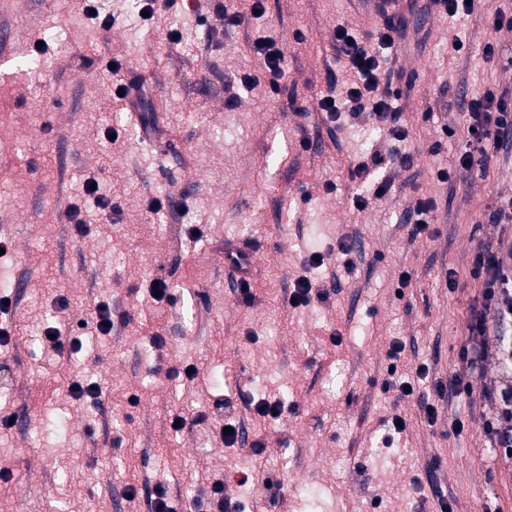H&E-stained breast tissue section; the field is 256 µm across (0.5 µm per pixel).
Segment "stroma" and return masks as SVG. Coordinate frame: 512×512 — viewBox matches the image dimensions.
<instances>
[{
    "label": "stroma",
    "mask_w": 512,
    "mask_h": 512,
    "mask_svg": "<svg viewBox=\"0 0 512 512\" xmlns=\"http://www.w3.org/2000/svg\"><path fill=\"white\" fill-rule=\"evenodd\" d=\"M103 7L116 17L108 30L88 24L80 0H17L9 9L18 38L12 74L0 77V239L8 249L0 281L10 283L13 306L0 418L11 414L15 423L0 429V463L13 474L0 482V512H152L155 483L189 505L215 474L245 512H434L444 496L455 498L456 512H512V474L491 459L481 408L453 441L418 423L416 400L398 402L382 390L394 338L405 344L404 372L424 362L447 376L479 292L468 276L470 256L501 231L490 215L496 201L512 197V140L492 150L482 170L462 168L458 155L463 101L490 86L512 94V32L498 34L493 59L484 55L487 15H512V0H480L472 14L455 17L417 0L424 19L408 27L388 61L413 78L397 106L414 165L388 164L389 196L360 213L350 208L359 184L349 168L390 144L380 130L359 138V127H373L370 117L341 127L328 121L320 97L339 68L334 28L345 22L370 33L380 23L373 0H264L263 17L229 31L209 18L207 0H189L182 14L149 26L132 25L124 0ZM172 27L183 32L179 42L166 37ZM49 31L61 38L51 42L34 87L23 66ZM263 31L287 51L284 90H245L243 105L227 109L225 78L259 70L248 43ZM456 40L464 44L458 52ZM111 57L146 79L153 136H142L136 115L117 111L112 76L98 66ZM446 123L455 136L443 134ZM109 126L122 132L113 144L100 134ZM304 138L310 148L301 147ZM444 169L452 174L445 183L436 178ZM97 172L122 212L113 222L96 217L93 233L79 237L66 210ZM330 180L338 186L332 194L324 189ZM158 195L186 196L188 207L146 216L144 202ZM420 198L436 202L435 234L414 240ZM191 224L205 225L204 237L190 240ZM344 235L360 240L356 271L337 275L332 262L314 270L334 289L332 300L289 308L309 242L327 252ZM230 240L253 247L249 304L224 265ZM402 268L412 283L400 297L394 283ZM451 268L462 285L453 294L444 282ZM156 278L178 289L177 311L150 305L147 287ZM61 297L69 303L64 314L55 310ZM101 299L127 314V325L95 337L88 352L42 347L44 327L77 334V322L90 319ZM156 331L166 339L158 351ZM334 332L340 344L331 343ZM188 364L198 369L195 380L179 374ZM78 375L101 384L98 405L69 396ZM246 390L282 399V420H254L240 399ZM226 398L249 441L263 443L261 455L222 448L197 425L198 413ZM394 411L413 425L383 451L377 442ZM174 412L186 418L178 433L169 424ZM436 457L442 465L434 469ZM265 474L288 489L265 488ZM130 484L138 488L132 499Z\"/></svg>",
    "instance_id": "1"
}]
</instances>
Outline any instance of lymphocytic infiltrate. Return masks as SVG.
<instances>
[{
  "label": "lymphocytic infiltrate",
  "mask_w": 512,
  "mask_h": 512,
  "mask_svg": "<svg viewBox=\"0 0 512 512\" xmlns=\"http://www.w3.org/2000/svg\"><path fill=\"white\" fill-rule=\"evenodd\" d=\"M375 10L382 24L369 37L356 35L347 24L336 26L332 41L336 58L342 63V76L335 89L320 99L321 108L332 121L368 115L386 131L392 149L389 156L373 152L370 158L352 166V178L363 180L369 189L354 194L351 205L364 211L386 198L392 187L390 177L381 174L384 159L396 160L401 168L412 167L414 156L402 148L409 137V129L400 121L394 103L401 91L394 76L387 70V52L405 33L409 15L400 7V0H377ZM250 56L261 65V75L235 73L227 85L232 93L225 101L226 108L240 107L242 98L235 94V86L254 87L265 81L270 93L281 91L285 73V52L281 43L268 37L249 42ZM466 146L458 163L470 169L474 165H487L489 146L500 145L512 133V98L497 88L487 89L482 97L466 105ZM326 256L314 251L302 262V271L295 278L290 292L296 307L330 301L331 293L314 280L310 271L322 267ZM469 275L481 285L480 302L472 307L463 336L457 362L448 377L437 376L429 364H420L415 373L408 375L399 369V360L405 349L400 340H392L387 352L389 364L384 390L394 392L396 400L409 398V389L415 384H430V394L419 396L421 423L434 427L446 425L448 433L460 437L468 429V420L458 413V405L475 406L476 402L489 403L491 410L482 416L485 442L493 448L502 465L512 469V342L498 338L493 321L512 323V241L498 239L491 247L477 249L470 261ZM496 358L501 368L493 379H485L488 358Z\"/></svg>",
  "instance_id": "lymphocytic-infiltrate-1"
}]
</instances>
